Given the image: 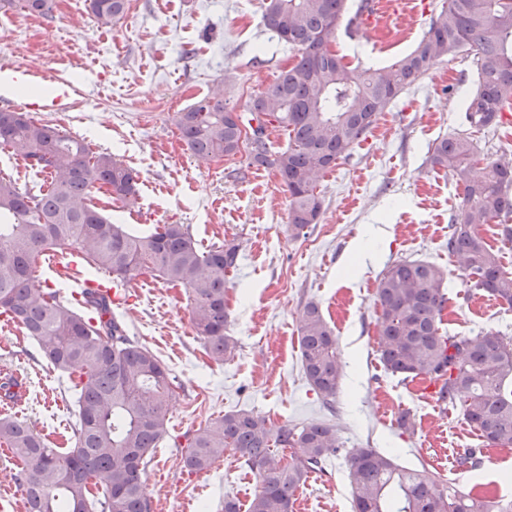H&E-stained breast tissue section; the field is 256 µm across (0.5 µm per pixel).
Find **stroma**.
Instances as JSON below:
<instances>
[{"instance_id":"stroma-1","label":"stroma","mask_w":512,"mask_h":512,"mask_svg":"<svg viewBox=\"0 0 512 512\" xmlns=\"http://www.w3.org/2000/svg\"><path fill=\"white\" fill-rule=\"evenodd\" d=\"M415 2L411 15L371 28L340 21L336 51L361 70L412 51L439 7V0ZM261 14V0H128L125 16L102 28L88 16L85 0H55L48 17L0 10V63L34 77L10 91L11 109L23 110L32 94L48 95L54 83L70 86L73 108L40 113V120L112 153L137 173L134 206L97 192L100 209L136 232L185 224L202 248L224 240L239 246L226 288L233 358L216 362L207 355L184 289L141 277L128 289V303L114 309L177 385L169 434L143 475L152 512H224L228 496L247 512L257 476L234 455L209 472L182 469L180 443L230 410L260 414L277 426L327 420L343 447L374 448L405 467L428 465L454 486L476 485L512 499V448L487 449L481 468L459 470V450L482 444L477 432L461 415L443 413L426 391L427 379L400 381L379 359L376 288L386 266L401 259L444 270L443 332L471 336L492 329L512 340V307L467 295L461 284L446 243L448 217L462 191L427 161L437 140L466 127L478 80L472 56L434 61L378 116L349 157L320 178L321 215L297 238L288 226V194L273 170L231 179L229 171L245 165V154L200 163L175 125L177 112L207 96L243 104L293 63ZM311 301L338 345L342 379L331 415L302 376L299 327ZM4 372L21 380L20 419L67 452L76 423L71 383L16 324L0 328ZM403 412L413 424L407 432L397 426ZM352 498L344 457L333 454L325 474L311 475L297 489L294 512H352Z\"/></svg>"}]
</instances>
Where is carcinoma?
Listing matches in <instances>:
<instances>
[{
	"instance_id": "1",
	"label": "carcinoma",
	"mask_w": 512,
	"mask_h": 512,
	"mask_svg": "<svg viewBox=\"0 0 512 512\" xmlns=\"http://www.w3.org/2000/svg\"><path fill=\"white\" fill-rule=\"evenodd\" d=\"M29 13L52 14L54 0H4ZM100 27L127 10V0H87ZM348 0H262V22L294 53L295 63L239 109L204 97L176 113L188 151L202 162L240 153L241 124L262 120L266 135L247 154L246 169L274 170L290 198L295 235L317 223L322 173L346 158L378 114L445 56L473 51L478 87L466 108L473 132L434 144L429 162L462 188L461 207L448 220V255L456 258L469 290L512 307V272L481 234L499 220L512 243V162L481 156L472 133L490 130L512 109V0H443L417 47L388 67L352 74L344 57L327 49ZM282 130L286 148L270 135ZM27 167L50 175L47 189H22L0 174V314L33 338L44 358L68 374L79 422L74 446L60 454L28 423L0 418V447L23 463L16 481L26 512H152L143 474L168 431L174 377L148 348L131 339L106 298L86 292L95 318L86 317L60 291L34 287L35 258L48 250L77 251L94 269L129 288L150 274L186 289L194 330L211 359L235 350L226 334V283L238 265L232 241L203 250L183 224H162L135 234L112 222L91 201L93 190L124 204L136 202L137 174L109 152L89 156L83 140L30 117L0 110V148ZM444 272L435 264L401 260L386 266L377 286L381 309L379 357L401 380L424 377L440 384L439 399L460 411L483 446L512 447V343L500 332L472 336L441 332L446 302ZM304 377L329 411L341 379L336 336L319 306L302 312ZM293 450L292 462L280 452ZM343 452L354 490L353 512H512L496 500L443 483L423 465L408 469L374 448H340L326 421L274 426L266 418L230 410L186 438L181 456L189 473L208 470L231 453L257 470L258 492L248 512H293L294 493L326 458Z\"/></svg>"
}]
</instances>
